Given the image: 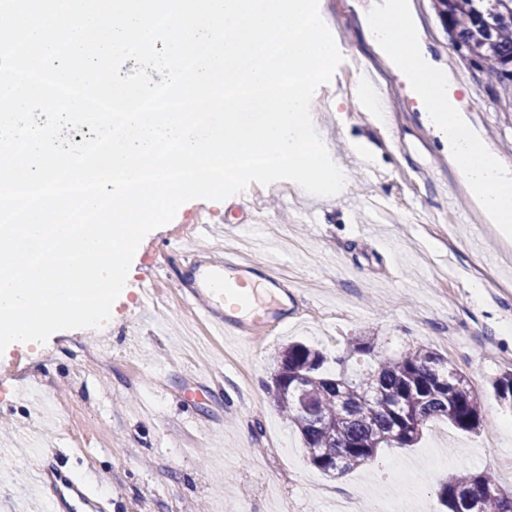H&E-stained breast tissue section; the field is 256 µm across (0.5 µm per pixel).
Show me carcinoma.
Masks as SVG:
<instances>
[{"label": "carcinoma", "mask_w": 512, "mask_h": 512, "mask_svg": "<svg viewBox=\"0 0 512 512\" xmlns=\"http://www.w3.org/2000/svg\"><path fill=\"white\" fill-rule=\"evenodd\" d=\"M437 15L472 67L488 76L512 103V0H435ZM374 342L357 337L327 370L321 351L290 343L274 357L267 384L273 405L296 428L309 462L331 476L374 461L380 448H410L431 420L445 419L472 433L483 423L482 397L448 358L427 347L409 348L375 366H349ZM496 397L512 407V371L493 382ZM471 503L472 512H512V488L488 473L457 474L442 485L447 512Z\"/></svg>", "instance_id": "1"}]
</instances>
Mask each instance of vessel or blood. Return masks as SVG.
Segmentation results:
<instances>
[{
    "mask_svg": "<svg viewBox=\"0 0 512 512\" xmlns=\"http://www.w3.org/2000/svg\"><path fill=\"white\" fill-rule=\"evenodd\" d=\"M251 264L227 254L203 263L191 258L184 263V283L189 294L198 302L206 319L221 331H238V316L248 313L256 325L265 317L255 308L258 287H277L280 283L272 263L262 267L260 280H253Z\"/></svg>",
    "mask_w": 512,
    "mask_h": 512,
    "instance_id": "vessel-or-blood-1",
    "label": "vessel or blood"
}]
</instances>
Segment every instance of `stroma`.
I'll return each instance as SVG.
<instances>
[{"instance_id":"stroma-1","label":"stroma","mask_w":512,"mask_h":512,"mask_svg":"<svg viewBox=\"0 0 512 512\" xmlns=\"http://www.w3.org/2000/svg\"><path fill=\"white\" fill-rule=\"evenodd\" d=\"M369 2L319 0L342 60L312 104L333 161L348 170L345 191L319 197L277 181L256 201L245 191L186 202L140 243L103 327L0 353V512H58L46 462L101 512H336L342 493L379 512H438L452 474L512 485V408L491 387L512 368V243L472 205L400 76L358 38L357 11ZM432 4L413 0V29L454 68L475 130L512 163V108L460 55ZM364 75L386 90L387 123L350 94ZM202 213L210 233L182 239ZM269 224L280 229L284 285L260 294L265 335L255 339L248 322L216 335L179 286L183 255L220 249L263 262ZM355 336L374 338L380 357L416 346L447 357L483 396L482 430L436 419L413 447L379 449L341 477L310 465L265 388L273 357L299 340L332 358Z\"/></svg>"}]
</instances>
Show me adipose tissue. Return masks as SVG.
I'll list each match as a JSON object with an SVG mask.
<instances>
[{
    "label": "adipose tissue",
    "instance_id": "1",
    "mask_svg": "<svg viewBox=\"0 0 512 512\" xmlns=\"http://www.w3.org/2000/svg\"><path fill=\"white\" fill-rule=\"evenodd\" d=\"M411 0H392L386 8L362 12L365 43L403 72L423 114L448 152L470 201L499 234L512 236V165L506 164L472 128L444 65L434 62L426 43L409 27Z\"/></svg>",
    "mask_w": 512,
    "mask_h": 512
}]
</instances>
